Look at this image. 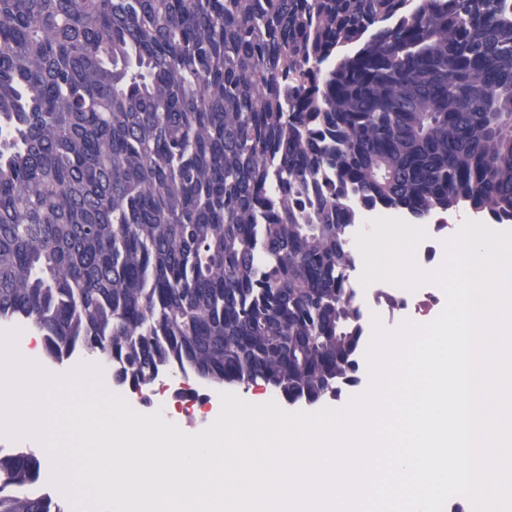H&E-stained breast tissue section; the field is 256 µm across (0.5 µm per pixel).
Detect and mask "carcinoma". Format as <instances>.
Wrapping results in <instances>:
<instances>
[{
    "label": "carcinoma",
    "instance_id": "carcinoma-1",
    "mask_svg": "<svg viewBox=\"0 0 512 512\" xmlns=\"http://www.w3.org/2000/svg\"><path fill=\"white\" fill-rule=\"evenodd\" d=\"M348 195L512 223V0H0V326L47 361L339 398ZM42 466L0 512H62Z\"/></svg>",
    "mask_w": 512,
    "mask_h": 512
}]
</instances>
